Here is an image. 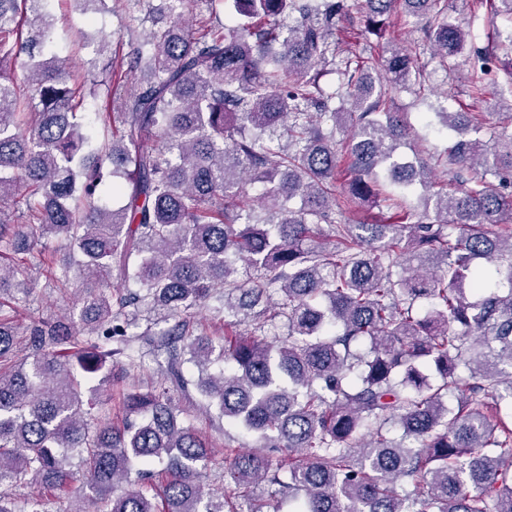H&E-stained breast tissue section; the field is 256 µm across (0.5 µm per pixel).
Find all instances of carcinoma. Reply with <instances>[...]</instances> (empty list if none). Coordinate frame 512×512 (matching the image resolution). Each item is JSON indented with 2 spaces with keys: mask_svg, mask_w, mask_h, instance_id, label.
<instances>
[{
  "mask_svg": "<svg viewBox=\"0 0 512 512\" xmlns=\"http://www.w3.org/2000/svg\"><path fill=\"white\" fill-rule=\"evenodd\" d=\"M110 2L74 0L84 14ZM200 4L232 16L186 20ZM483 6L512 24V0H473ZM124 7L130 51L114 57L104 39L107 63L74 79L49 0H0V246L37 258L0 260V512H17L5 486L79 498L78 481L98 512H264L251 496L262 482L289 512H512V192L491 181L512 174V133L493 148L457 140L439 163L461 188L437 190L428 167L398 155L406 124L388 100L421 95L424 66L394 42L339 51L346 0ZM402 16L445 69L471 64V95L486 91V51L448 20L447 0H365L364 33L379 39ZM22 54L24 92L7 74ZM330 65L343 76L334 93L320 86ZM118 73L132 89L119 92ZM101 91L112 131L93 148L81 109ZM437 116L462 133L483 114ZM381 175L399 189L389 216L332 221L338 203L374 207ZM248 184L261 186L254 204ZM104 186L120 207L99 203ZM418 189L429 222L401 201ZM49 237L67 261L47 259ZM484 261L508 294L472 301ZM33 266L47 288H82L22 334L12 304L32 302ZM114 269L123 286L108 294ZM205 305L236 327L218 345L189 330ZM145 315L138 334L161 337L171 388L194 387L260 442L235 455L221 495L201 479L211 449L167 392L127 394L134 418L120 426L84 400L85 381L134 363ZM155 465L168 475L159 490Z\"/></svg>",
  "mask_w": 512,
  "mask_h": 512,
  "instance_id": "obj_1",
  "label": "carcinoma"
}]
</instances>
